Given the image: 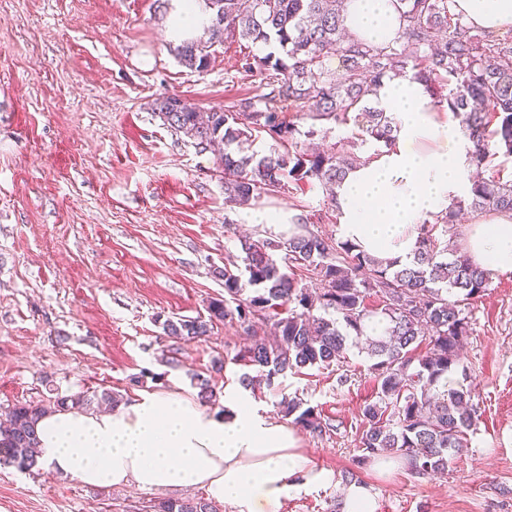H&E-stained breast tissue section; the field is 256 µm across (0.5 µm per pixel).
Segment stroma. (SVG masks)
<instances>
[{
    "mask_svg": "<svg viewBox=\"0 0 512 512\" xmlns=\"http://www.w3.org/2000/svg\"><path fill=\"white\" fill-rule=\"evenodd\" d=\"M170 40L155 0H0V416L57 392L107 389L128 405L151 391L194 398L196 373L220 394L244 372L234 360L243 327L220 323L181 344L162 330L223 297L224 259L258 227L225 203L215 156L164 126L154 102L180 96L204 112L228 110L263 88L236 77L245 41L215 45L198 72ZM251 208L312 213L327 203L316 188ZM468 318L451 379L471 389L481 416L463 456L431 478L400 462L384 474L357 464L355 426L376 386L352 347L346 384L332 367L282 380L332 424L298 436L333 482L289 494L278 512H332L347 469L377 512H512V273L493 277ZM206 497L199 487H92L43 464L0 465V512H155Z\"/></svg>",
    "mask_w": 512,
    "mask_h": 512,
    "instance_id": "obj_1",
    "label": "stroma"
}]
</instances>
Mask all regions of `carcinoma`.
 Masks as SVG:
<instances>
[{
	"mask_svg": "<svg viewBox=\"0 0 512 512\" xmlns=\"http://www.w3.org/2000/svg\"><path fill=\"white\" fill-rule=\"evenodd\" d=\"M206 38H185L175 47L190 69L208 67L210 49L227 39L261 45L266 53L239 56L243 79L260 77L267 93L237 100L233 110L203 116L174 96L156 100L154 113L164 125L202 151L224 147L217 156L224 178V200L247 206L263 195L288 188L319 187L336 206V187L357 164L341 145L308 152L284 112L313 121L343 125L354 121L361 136L385 147L395 141L393 116L379 107L385 79L406 77L422 84L441 107L460 119L479 170L496 157H512V34L490 35L464 21L453 0H392L402 22L400 35L376 42L346 37L348 0H203ZM277 142L261 157L244 152L254 133ZM464 210L476 214L512 213V178L493 172L478 178L470 193L422 224L411 262L395 265L357 249L348 240L310 231L268 234L240 240V261L224 263V298L210 301L208 317L163 322L171 339L190 342L207 336L218 323L250 329L266 321L269 335L255 336L235 361L253 369L240 377L244 387L265 384L308 367H328L346 359L347 347L364 336L365 320L382 324L367 337L369 371L377 400L364 405L359 427V460L395 455L411 474L430 477L468 447L479 418L471 391L448 385L458 366L461 340L469 332L465 310L490 286L488 272L466 252L448 248L437 226L454 222ZM291 264L320 281L311 293L296 287L284 271ZM379 300L370 311L366 300ZM427 350L419 354L422 342ZM198 398L214 396L210 379L196 373ZM117 405L120 395L104 390L56 395L46 404L18 403L9 424L0 426V465L31 470L38 466V421L57 410H88ZM284 417L318 436L329 423L302 399L281 394ZM157 512H212L199 500L163 501Z\"/></svg>",
	"mask_w": 512,
	"mask_h": 512,
	"instance_id": "cac0c4a2",
	"label": "carcinoma"
}]
</instances>
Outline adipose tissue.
I'll use <instances>...</instances> for the list:
<instances>
[{
    "label": "adipose tissue",
    "mask_w": 512,
    "mask_h": 512,
    "mask_svg": "<svg viewBox=\"0 0 512 512\" xmlns=\"http://www.w3.org/2000/svg\"><path fill=\"white\" fill-rule=\"evenodd\" d=\"M454 10L490 32L512 29V0H455ZM347 27L380 41L393 38L399 22L390 0H351ZM379 101L397 122L396 144L347 175L339 227L357 249L406 264L422 222L469 191L473 166L459 122L439 117L421 85L386 82ZM464 248L490 275L512 273V216L474 218ZM38 433L40 461L83 484L200 487L238 512H273L289 492L329 481L298 448L296 430L270 421L234 383L225 385L220 411L178 391L149 392L112 410L45 415Z\"/></svg>",
    "instance_id": "1"
}]
</instances>
